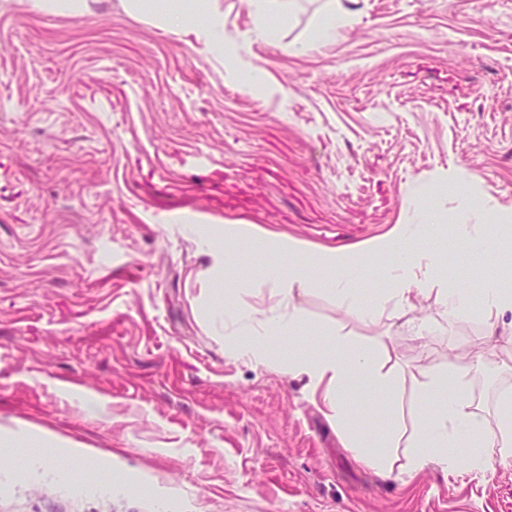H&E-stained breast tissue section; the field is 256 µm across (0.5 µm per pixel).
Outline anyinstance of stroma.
<instances>
[{"mask_svg":"<svg viewBox=\"0 0 512 512\" xmlns=\"http://www.w3.org/2000/svg\"><path fill=\"white\" fill-rule=\"evenodd\" d=\"M299 0L277 43L247 0H218L224 49L100 0L89 15L0 0V512H512V464L452 478L384 477L345 448L305 377L224 353V284L200 238L253 224L314 251L386 235L436 190L449 218L425 247L450 275L487 272L459 246L512 211V0ZM473 181L461 211L448 173ZM245 301L268 298L278 258L233 242ZM297 303L285 353L344 338L397 349V401L357 385L368 434L420 423L419 385L483 325L419 297L427 353L401 318L342 311L326 285ZM492 415L512 361L472 368ZM49 474L28 471L31 441ZM326 17L322 28V38L332 39L336 34V29L345 24L349 19L346 10H342L341 5L336 6L335 0H328L326 5Z\"/></svg>","mask_w":512,"mask_h":512,"instance_id":"35a3bbf8","label":"stroma"}]
</instances>
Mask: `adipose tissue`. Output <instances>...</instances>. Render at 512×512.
I'll return each instance as SVG.
<instances>
[{
  "instance_id": "1",
  "label": "adipose tissue",
  "mask_w": 512,
  "mask_h": 512,
  "mask_svg": "<svg viewBox=\"0 0 512 512\" xmlns=\"http://www.w3.org/2000/svg\"><path fill=\"white\" fill-rule=\"evenodd\" d=\"M124 11L152 21L157 26L171 27L196 42L218 49L224 42V14L215 0H121ZM497 230L481 237L474 236L469 225L458 224L454 235L459 244L474 246L490 256L512 249V213L497 215ZM439 218L436 214L415 211L409 219L397 224L386 236L359 249H326L315 255L312 265L302 258L307 253L303 242L251 224H228L225 239L246 237L258 250L275 253L281 264L267 277L270 294L267 300L238 303L224 310V350L256 365L283 373L301 375L311 394L320 397L326 417L333 421L345 447L355 451L369 468L392 474V448L406 444V472L418 474L433 465L443 473H483L493 463L512 461V395L499 398L494 419H487L474 406L472 390L466 379L468 367L461 365L456 352H449L444 366L427 367L420 386L419 410L422 425L409 439L399 430L375 438L367 434L363 424L348 409L354 380L370 383L378 393H386L390 379L383 368L395 355V348L338 347L319 349L312 355L279 357L272 346L274 338L296 334L302 316L296 304L299 294L316 285L317 274L329 277L337 303L361 318L373 319L376 312H389L400 318L415 308L418 297L430 286H437V302L443 316L458 318L468 313L471 297L467 289L449 277L439 261L429 252L418 249L416 241L428 238ZM372 258L383 261L388 283L376 310L365 309L356 281L365 263ZM476 286L482 305L484 333L476 349L478 359L497 360L501 353L512 350V337L500 332V325L512 317V277L491 276L478 279Z\"/></svg>"
}]
</instances>
